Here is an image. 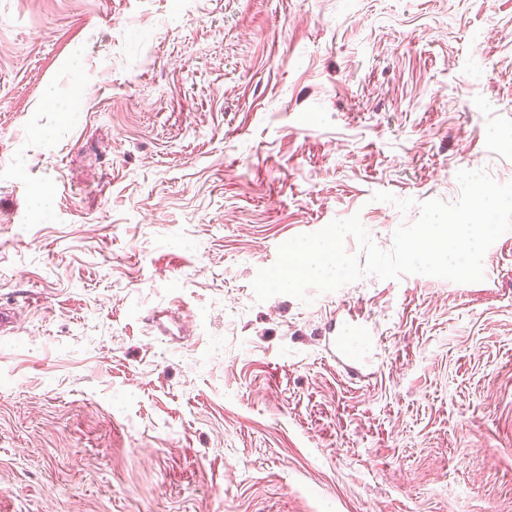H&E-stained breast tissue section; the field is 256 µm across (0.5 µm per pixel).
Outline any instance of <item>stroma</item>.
Returning a JSON list of instances; mask_svg holds the SVG:
<instances>
[{"mask_svg":"<svg viewBox=\"0 0 512 512\" xmlns=\"http://www.w3.org/2000/svg\"><path fill=\"white\" fill-rule=\"evenodd\" d=\"M461 169L512 181V0H0V512H512V238L251 287Z\"/></svg>","mask_w":512,"mask_h":512,"instance_id":"obj_1","label":"stroma"}]
</instances>
